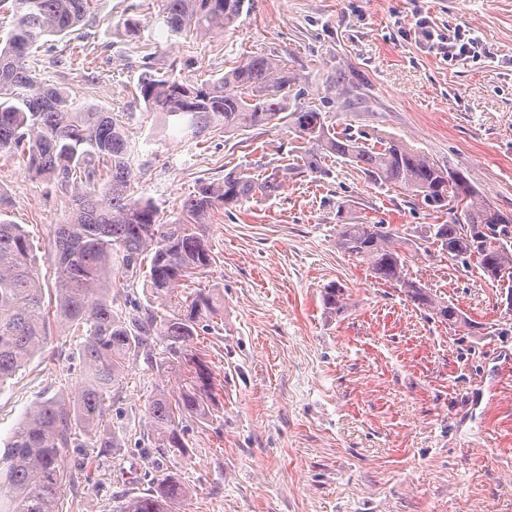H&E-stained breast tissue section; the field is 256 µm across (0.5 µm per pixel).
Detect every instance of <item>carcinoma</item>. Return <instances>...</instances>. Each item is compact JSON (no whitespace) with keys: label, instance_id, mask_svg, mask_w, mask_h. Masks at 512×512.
<instances>
[{"label":"carcinoma","instance_id":"1","mask_svg":"<svg viewBox=\"0 0 512 512\" xmlns=\"http://www.w3.org/2000/svg\"><path fill=\"white\" fill-rule=\"evenodd\" d=\"M92 0H0L14 21L0 36V152L21 155L25 173L70 196L69 222L56 224L50 259L56 273L55 312L33 272L30 244L18 224L0 218V385L12 378L47 343L50 322L80 337L84 383L80 396L43 402L27 415L0 452V512H57L63 486L78 489L85 468H62L67 448H98L117 456L120 445L102 426L110 411L112 388L126 364L144 356L161 369L187 371L175 397L156 393L147 413L163 455L184 457L181 437L186 416L209 420L215 398L207 361L192 352L197 336L215 329L220 301L211 292L185 294L186 280L211 265L206 224L218 208L271 198L288 178L275 167L262 180L243 171L224 182L202 180L182 205V219L161 222L158 206L129 194L134 180L128 140L112 112L77 105L69 92L39 78L40 42L64 38L84 28ZM158 17L169 37L207 35L234 26L253 0H164ZM176 66L139 79L140 97L149 112L184 122L195 136L214 129L235 133L277 126L291 119L305 144L301 172L320 177L322 159H336L362 172L378 187L397 186L421 207L446 212V224H432L429 234L412 240L390 224L361 221L343 224L337 246L368 265L374 278L393 284L410 301L430 308L452 326L470 327L458 309L432 299L405 273L409 245L432 244L448 261L476 259L497 282L508 281L507 310L512 311V214L478 202L468 180L448 165L390 133L377 134L380 149L369 148L353 134L337 133L318 107L291 110L296 75L288 62L254 55L224 76L198 85L175 75ZM142 282L148 305L133 315L115 310L112 277ZM323 304L332 313L345 309L344 289L330 285ZM168 309L161 316L158 308ZM164 344L158 357L152 341ZM88 435L79 442L80 434ZM188 488L177 474L153 469L146 492L133 496L120 512H171Z\"/></svg>","mask_w":512,"mask_h":512}]
</instances>
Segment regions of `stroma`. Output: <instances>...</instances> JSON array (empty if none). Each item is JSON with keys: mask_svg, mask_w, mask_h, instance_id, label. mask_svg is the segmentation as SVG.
I'll return each instance as SVG.
<instances>
[{"mask_svg": "<svg viewBox=\"0 0 512 512\" xmlns=\"http://www.w3.org/2000/svg\"><path fill=\"white\" fill-rule=\"evenodd\" d=\"M162 5L94 0L86 38L52 39L38 55L43 79L120 116L133 195L152 199L165 220L180 219L200 180L222 182L247 164L257 175L268 164L298 166V141L284 127L188 137L138 100L142 72L173 66L203 82L258 54L286 59L297 105L322 106L335 131L393 133L512 213V0H255L235 30L203 39L168 38L156 23ZM130 18L141 23L134 38ZM420 19L442 37L470 31L481 46L449 56L425 41ZM325 166L326 176L291 175L275 198L210 218L212 265L191 285L223 296L224 312L193 349L217 396L208 420L185 421L189 457L166 460L188 489L173 512H512V314L499 285L436 246L410 248L409 276L475 331L431 319L336 239L340 223L359 218L414 240L447 215L335 159ZM22 168L0 153V197L50 288L47 247L71 202ZM333 283L345 289L338 315L322 300ZM78 346L54 327L44 352L0 385V447L40 403L79 392ZM182 380L144 358L130 362L111 399L121 452L68 449L65 468L94 466L84 487L63 493L59 512H118L146 488L145 408Z\"/></svg>", "mask_w": 512, "mask_h": 512, "instance_id": "stroma-1", "label": "stroma"}]
</instances>
